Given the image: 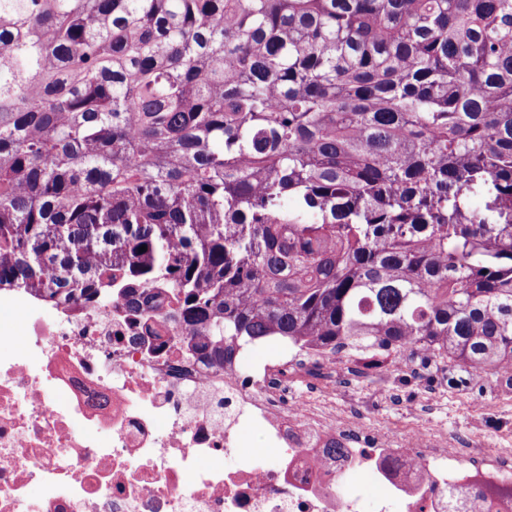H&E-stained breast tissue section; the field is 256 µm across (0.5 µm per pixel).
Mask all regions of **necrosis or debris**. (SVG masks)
<instances>
[{"label":"necrosis or debris","mask_w":512,"mask_h":512,"mask_svg":"<svg viewBox=\"0 0 512 512\" xmlns=\"http://www.w3.org/2000/svg\"><path fill=\"white\" fill-rule=\"evenodd\" d=\"M0 312L21 321L0 336V512H481L512 482V445L465 451L437 431L365 448L355 417L292 405L289 372L326 359L284 341L221 369L180 331L138 336L117 303L50 317L14 291ZM254 423L266 450L241 453ZM355 474L371 497L349 488ZM473 482L485 501L461 497Z\"/></svg>","instance_id":"1"}]
</instances>
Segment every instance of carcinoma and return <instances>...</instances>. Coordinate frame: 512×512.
<instances>
[{
  "label": "carcinoma",
  "instance_id": "1",
  "mask_svg": "<svg viewBox=\"0 0 512 512\" xmlns=\"http://www.w3.org/2000/svg\"><path fill=\"white\" fill-rule=\"evenodd\" d=\"M115 287L512 393V0H0V291Z\"/></svg>",
  "mask_w": 512,
  "mask_h": 512
}]
</instances>
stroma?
Masks as SVG:
<instances>
[{
  "instance_id": "1",
  "label": "stroma",
  "mask_w": 512,
  "mask_h": 512,
  "mask_svg": "<svg viewBox=\"0 0 512 512\" xmlns=\"http://www.w3.org/2000/svg\"><path fill=\"white\" fill-rule=\"evenodd\" d=\"M344 355H337L321 377H304L291 387L292 401L302 406L326 397L337 409H356L366 434L385 431L409 435L419 425L447 431L461 442L469 439L512 442V396L481 391L478 384L457 386L425 374L409 375L400 383L399 372L372 383L349 374Z\"/></svg>"
}]
</instances>
